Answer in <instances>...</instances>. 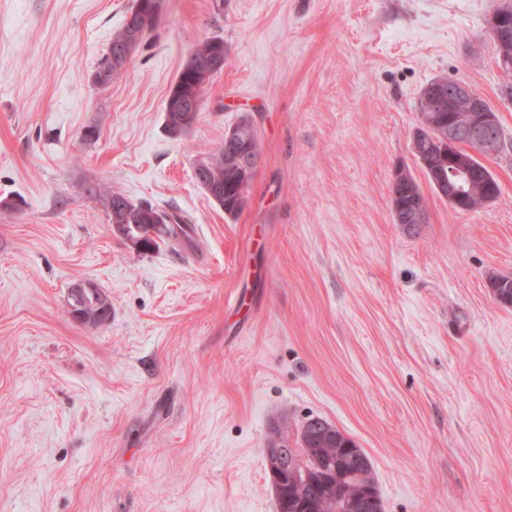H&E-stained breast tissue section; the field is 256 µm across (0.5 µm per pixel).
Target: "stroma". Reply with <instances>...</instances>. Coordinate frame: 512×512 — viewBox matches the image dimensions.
<instances>
[{"label":"stroma","mask_w":512,"mask_h":512,"mask_svg":"<svg viewBox=\"0 0 512 512\" xmlns=\"http://www.w3.org/2000/svg\"><path fill=\"white\" fill-rule=\"evenodd\" d=\"M496 0H164L106 86L133 0H0V512H276L275 432L324 418L384 512H512V105ZM224 69L194 126L165 104L194 45ZM497 112L500 187L461 213L412 135L432 79ZM261 164L228 216L195 169L241 119ZM407 169L424 224L394 221ZM176 208L191 243L134 248L87 186ZM89 283L109 318L75 321ZM149 0H136L133 8L126 15L121 28L112 36V43L109 51L102 58L98 69L93 75V82L98 86H106L112 83L115 76L120 75L125 69V65L118 61V50H122L129 42L131 33L133 32V23L138 15L136 9L142 2ZM163 1L150 0V7L147 12L135 19V25H145L158 22L162 12ZM133 15L132 19H129ZM100 290L98 288H92L91 285L86 283H79L75 285L70 290V310L71 316L73 319L79 322H83L86 317V314L89 312L88 307L91 304H95L97 315L100 317H104L106 315V319L109 317L111 313V303L108 300V308L105 300L101 299L97 301V297L100 296ZM102 293V292H101ZM108 311V312H107Z\"/></svg>","instance_id":"stroma-1"}]
</instances>
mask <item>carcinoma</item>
<instances>
[{
	"mask_svg": "<svg viewBox=\"0 0 512 512\" xmlns=\"http://www.w3.org/2000/svg\"><path fill=\"white\" fill-rule=\"evenodd\" d=\"M133 23L134 20L125 19L121 28L112 36L109 51L104 55L93 75V82L96 85L106 86L112 83L113 77L120 75L125 69V65L118 61V51L128 44L133 32ZM190 78L189 71L181 70L166 101V128L172 134L177 133L174 129L175 111L180 109L184 98L190 92ZM431 91L432 83L429 82L419 94L417 111L420 114V121H425L427 117L431 118L429 126L422 129V149L438 154L440 153L438 143L441 142V135L448 132V118L453 116V113L441 109L436 100L431 97ZM199 167L207 170L208 177L200 182L206 193L217 201L225 213L237 215L245 204L253 174H246L229 166L228 154L225 152L212 157L209 162L200 163ZM87 192L90 196L100 199L110 224L118 227L121 235L127 239L136 238L137 225L148 223L152 225L155 236V239L149 242L152 247L158 246L160 241H168L176 246H183L189 241L191 218L182 212L162 211L148 202H138L136 207L131 209L128 205L130 199L125 195L114 191L103 192L97 186L88 187ZM499 193L497 180L491 179L484 182L481 192L475 195L466 193L467 200L464 202V207L468 211L477 210L483 206L484 198H495ZM390 200L392 208L408 211L424 201V194L420 184L414 180L408 185H390ZM353 447L355 443L348 437L323 446L320 455L322 468L328 471L332 469L336 463L337 449ZM368 486H375L372 468H367L366 475L363 477L355 469L340 470L336 474V485L333 486L316 478L302 500L294 497L292 490L281 488L280 492L275 494L277 512H338L337 497H356Z\"/></svg>",
	"mask_w": 512,
	"mask_h": 512,
	"instance_id": "carcinoma-1",
	"label": "carcinoma"
}]
</instances>
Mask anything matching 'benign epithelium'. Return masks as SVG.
Here are the masks:
<instances>
[{
  "instance_id": "1",
  "label": "benign epithelium",
  "mask_w": 512,
  "mask_h": 512,
  "mask_svg": "<svg viewBox=\"0 0 512 512\" xmlns=\"http://www.w3.org/2000/svg\"><path fill=\"white\" fill-rule=\"evenodd\" d=\"M162 12L160 0H150L147 12L135 19V25H145L159 21ZM512 17V0H503L490 14L487 27L499 49V62L503 66L512 64V26L508 19ZM185 67L195 78L194 90H202L211 78L224 69V53L216 49L204 59L188 58ZM441 98L448 99V111L457 112L460 117L448 121V180L430 177L436 192L452 203L464 200L454 176L468 174L478 169L477 161L482 155H493L502 149V137L497 135L499 128L498 113L486 107L484 100L463 83L448 84L447 79L437 81ZM470 138L475 147H464L458 153L459 140ZM241 165L255 169L260 163L258 148L247 143L242 150L233 154ZM100 290L86 283H79L70 290V310L73 319L81 322L89 312V306L96 305L97 315H106L108 308L105 300H97ZM265 464L269 479L278 489L283 485L294 488L302 495L310 484L309 470L304 458L296 455L295 449L285 447V441L272 437L265 451ZM349 512H376V502L369 493L344 501Z\"/></svg>"
}]
</instances>
